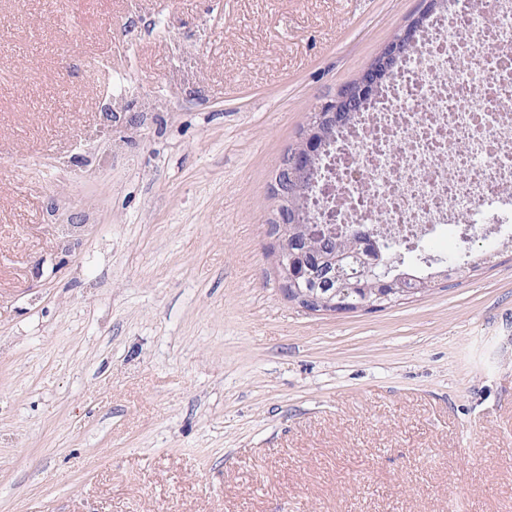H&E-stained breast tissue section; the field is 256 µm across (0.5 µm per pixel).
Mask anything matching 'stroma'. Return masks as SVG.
<instances>
[{
	"label": "stroma",
	"mask_w": 512,
	"mask_h": 512,
	"mask_svg": "<svg viewBox=\"0 0 512 512\" xmlns=\"http://www.w3.org/2000/svg\"><path fill=\"white\" fill-rule=\"evenodd\" d=\"M418 4L0 0V512H512V244L342 315L270 253Z\"/></svg>",
	"instance_id": "35a3bbf8"
}]
</instances>
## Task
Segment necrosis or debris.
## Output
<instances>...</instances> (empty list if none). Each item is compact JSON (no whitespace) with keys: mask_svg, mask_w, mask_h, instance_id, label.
<instances>
[{"mask_svg":"<svg viewBox=\"0 0 512 512\" xmlns=\"http://www.w3.org/2000/svg\"><path fill=\"white\" fill-rule=\"evenodd\" d=\"M314 223L364 224L377 242L512 226V0H462L337 131L320 161Z\"/></svg>","mask_w":512,"mask_h":512,"instance_id":"obj_1","label":"necrosis or debris"}]
</instances>
